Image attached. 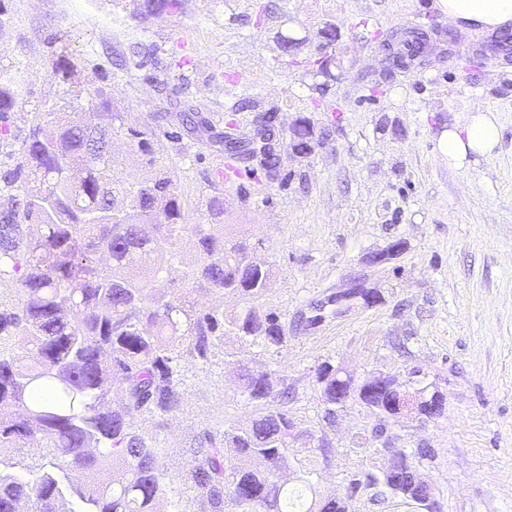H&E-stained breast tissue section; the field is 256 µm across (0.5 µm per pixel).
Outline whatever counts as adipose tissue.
Returning a JSON list of instances; mask_svg holds the SVG:
<instances>
[{"label": "adipose tissue", "mask_w": 512, "mask_h": 512, "mask_svg": "<svg viewBox=\"0 0 512 512\" xmlns=\"http://www.w3.org/2000/svg\"><path fill=\"white\" fill-rule=\"evenodd\" d=\"M438 8L456 28L492 34L512 26V0H437ZM500 127L492 111L476 104L464 124L452 125L441 133V150L450 163L465 164L472 155L493 151Z\"/></svg>", "instance_id": "obj_1"}]
</instances>
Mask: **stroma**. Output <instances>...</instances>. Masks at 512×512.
Returning a JSON list of instances; mask_svg holds the SVG:
<instances>
[{
    "instance_id": "35a3bbf8",
    "label": "stroma",
    "mask_w": 512,
    "mask_h": 512,
    "mask_svg": "<svg viewBox=\"0 0 512 512\" xmlns=\"http://www.w3.org/2000/svg\"><path fill=\"white\" fill-rule=\"evenodd\" d=\"M187 0L182 13L142 26L126 0H0L9 24L0 37V74L19 102L0 161L20 148L34 111L57 101L63 84L49 59L52 35L64 36L78 79L104 95L125 125H148L179 180L190 223L206 224L204 203L224 194L225 234L260 242L274 276L261 299L288 325L272 352L224 339V357L200 365L183 357L180 411L137 419L165 450L170 473L185 475L203 431L247 423L255 404L243 394L240 365L286 378L288 415L298 430L330 444L288 452L291 470L322 491L346 493L353 475L371 470L374 416L360 404L324 418L314 370L330 362L355 377L427 372L445 393L444 415L426 424L395 423L398 448H430L423 478L437 512H512V28L492 35L451 26L436 0ZM338 39L328 73L304 61L326 25ZM431 31L422 60L388 72L382 38L401 45L403 29ZM301 38L296 62L275 65L276 35ZM177 49L189 66L167 76L181 96L223 129L236 116L250 131L255 111L273 107L283 124H314L308 157H287L279 180L248 171L221 183L227 158L205 141L173 138L153 66L132 64L133 48ZM495 112L501 141L464 168L449 165L440 134L464 123L473 104ZM399 239L391 264L367 255ZM377 289L381 304L356 303L310 329V305L349 278Z\"/></svg>"
}]
</instances>
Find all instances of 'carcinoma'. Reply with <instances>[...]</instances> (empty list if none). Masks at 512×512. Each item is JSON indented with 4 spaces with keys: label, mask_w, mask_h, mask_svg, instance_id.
<instances>
[{
    "label": "carcinoma",
    "mask_w": 512,
    "mask_h": 512,
    "mask_svg": "<svg viewBox=\"0 0 512 512\" xmlns=\"http://www.w3.org/2000/svg\"><path fill=\"white\" fill-rule=\"evenodd\" d=\"M184 0H129L131 18L144 24L183 10ZM63 37L51 58L67 84L49 109L36 112L22 149L0 162V280L15 286L18 302L0 301V449L26 448L38 463L16 469L0 457V512H188L171 499L177 484L162 462L164 449L138 433V417L169 414L182 405L180 361L209 364L224 352V337L276 351L288 340L285 323L258 304L273 265L258 244L224 235V225L186 222L179 181L160 163L146 126L124 137L142 172L118 176L112 134L120 113L101 97L83 100L75 64ZM275 61L288 63L296 38L281 36ZM396 50L386 40L389 68L404 70L423 53L424 38ZM16 105L0 77V135H10ZM189 135L210 129L192 109L182 111ZM232 150L248 160L251 138L236 121ZM311 122L299 118L290 146L308 147ZM234 154V155H236ZM229 155V158H234ZM269 145L258 162L264 177L281 170ZM192 237L195 261L180 270L174 249ZM237 296L242 306L224 312L200 306L192 292ZM243 393L259 413L242 427L205 432L187 473V490L202 512H352L351 501L370 489L391 493L417 508L435 506L432 488L404 472L382 469L351 480V494H322L305 476L288 487L279 474L302 434L288 417L291 386L268 373L241 375ZM393 375L354 378L325 361L315 369L324 418L357 401L376 417L372 434L382 456L391 448L389 412L398 403ZM393 449V448H391ZM400 464L418 467L427 448H395ZM85 478L78 484L74 474Z\"/></svg>",
    "instance_id": "obj_1"
}]
</instances>
